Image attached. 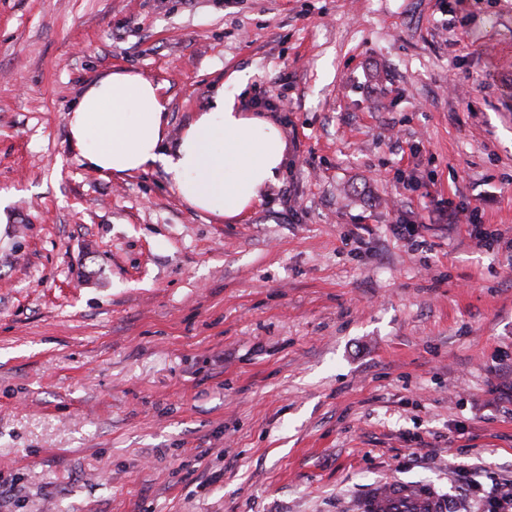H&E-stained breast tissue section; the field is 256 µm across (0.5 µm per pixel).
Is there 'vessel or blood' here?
<instances>
[{"instance_id":"obj_1","label":"vessel or blood","mask_w":512,"mask_h":512,"mask_svg":"<svg viewBox=\"0 0 512 512\" xmlns=\"http://www.w3.org/2000/svg\"><path fill=\"white\" fill-rule=\"evenodd\" d=\"M442 508L432 487L396 479L371 489L359 505L360 512H441Z\"/></svg>"}]
</instances>
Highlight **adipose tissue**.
Listing matches in <instances>:
<instances>
[{
  "label": "adipose tissue",
  "instance_id": "obj_1",
  "mask_svg": "<svg viewBox=\"0 0 512 512\" xmlns=\"http://www.w3.org/2000/svg\"><path fill=\"white\" fill-rule=\"evenodd\" d=\"M248 81L244 73L229 76L172 148L159 85L136 73L113 72L70 110V142L87 167L100 172L132 174L162 166L186 204L239 220L278 183L286 161L281 126L238 106Z\"/></svg>",
  "mask_w": 512,
  "mask_h": 512
}]
</instances>
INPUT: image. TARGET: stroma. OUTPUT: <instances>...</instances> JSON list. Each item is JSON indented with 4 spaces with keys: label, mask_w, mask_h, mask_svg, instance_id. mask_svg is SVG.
Masks as SVG:
<instances>
[{
    "label": "stroma",
    "mask_w": 512,
    "mask_h": 512,
    "mask_svg": "<svg viewBox=\"0 0 512 512\" xmlns=\"http://www.w3.org/2000/svg\"><path fill=\"white\" fill-rule=\"evenodd\" d=\"M115 69L172 145L230 73L287 96L279 182L227 223L87 168L68 113ZM1 190L0 512L512 489V0H0Z\"/></svg>",
    "instance_id": "1"
}]
</instances>
